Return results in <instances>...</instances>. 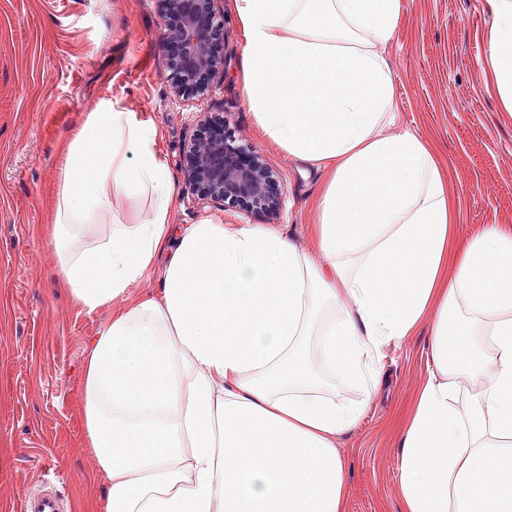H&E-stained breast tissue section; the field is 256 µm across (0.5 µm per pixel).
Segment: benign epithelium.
Here are the masks:
<instances>
[{
	"label": "benign epithelium",
	"instance_id": "7a95c632",
	"mask_svg": "<svg viewBox=\"0 0 512 512\" xmlns=\"http://www.w3.org/2000/svg\"><path fill=\"white\" fill-rule=\"evenodd\" d=\"M223 0H165L181 23L166 25L163 34L166 68L178 75L177 91L204 97L225 74V59L211 51L224 39ZM187 181L198 200L215 207L243 206L251 213L275 216L282 203L277 178L258 154L233 149L222 141L196 139Z\"/></svg>",
	"mask_w": 512,
	"mask_h": 512
}]
</instances>
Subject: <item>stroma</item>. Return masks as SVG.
<instances>
[{
  "instance_id": "stroma-1",
  "label": "stroma",
  "mask_w": 512,
  "mask_h": 512,
  "mask_svg": "<svg viewBox=\"0 0 512 512\" xmlns=\"http://www.w3.org/2000/svg\"><path fill=\"white\" fill-rule=\"evenodd\" d=\"M226 74L204 99L179 98L162 67V0H0V512H20L47 467L72 512H93L104 479L84 444L83 361L111 309L76 306L54 275L41 237L48 223L59 147L107 97L151 121L177 189L176 224L206 218L274 225L305 238L314 219L313 175L265 142L236 74L243 37L224 4ZM488 0H402L388 48L398 126L440 151L465 238L512 224V112L492 85ZM222 118L238 144L260 154L284 190L276 219L238 207L202 206L184 184L189 145L203 117ZM429 325L389 344L371 392L336 384L337 404L366 401L360 423L338 437L346 512H400L395 447L431 360Z\"/></svg>"
}]
</instances>
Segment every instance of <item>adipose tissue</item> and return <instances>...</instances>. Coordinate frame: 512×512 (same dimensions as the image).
<instances>
[{"mask_svg": "<svg viewBox=\"0 0 512 512\" xmlns=\"http://www.w3.org/2000/svg\"><path fill=\"white\" fill-rule=\"evenodd\" d=\"M264 139L316 176L315 251L283 230L171 223L160 135L99 101L42 231L71 300L112 317L83 364L98 512H344L336 439L383 349L429 320L433 369L395 454L401 512H512V225L456 247L438 149L397 129L401 0H233ZM512 112V0H489ZM160 293L131 297L155 264Z\"/></svg>", "mask_w": 512, "mask_h": 512, "instance_id": "ef3b65f1", "label": "adipose tissue"}]
</instances>
